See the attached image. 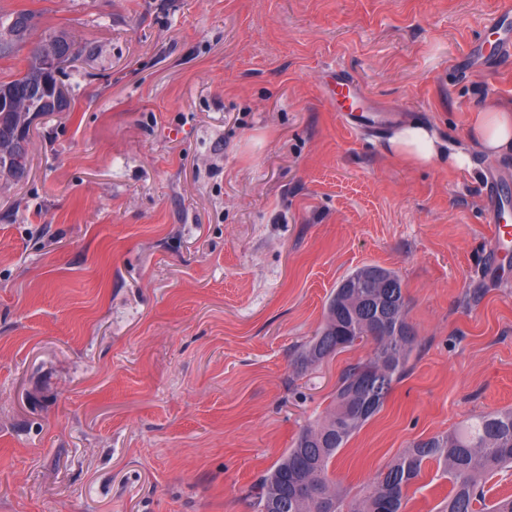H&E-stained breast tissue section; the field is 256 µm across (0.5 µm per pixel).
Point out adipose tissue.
I'll use <instances>...</instances> for the list:
<instances>
[{
  "label": "adipose tissue",
  "mask_w": 512,
  "mask_h": 512,
  "mask_svg": "<svg viewBox=\"0 0 512 512\" xmlns=\"http://www.w3.org/2000/svg\"><path fill=\"white\" fill-rule=\"evenodd\" d=\"M470 136L481 150L499 156L512 150V107L498 103L477 112ZM386 151L390 156L403 159L416 166L436 162L449 168L464 170L470 166L467 152L456 149L445 151L436 130L426 124L407 121L394 128L387 139Z\"/></svg>",
  "instance_id": "1"
}]
</instances>
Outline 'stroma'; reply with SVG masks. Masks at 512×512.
Returning a JSON list of instances; mask_svg holds the SVG:
<instances>
[{
	"mask_svg": "<svg viewBox=\"0 0 512 512\" xmlns=\"http://www.w3.org/2000/svg\"><path fill=\"white\" fill-rule=\"evenodd\" d=\"M498 0H0L79 54L65 111L0 177V512H256L246 492L357 345L302 366L339 282L395 271L415 332L405 377L333 459L347 501L415 442L512 408V253L486 222L469 140L512 104V59L464 61ZM380 124L351 131L329 71ZM436 128L471 171L387 156L399 123ZM451 484L427 464L405 512Z\"/></svg>",
	"mask_w": 512,
	"mask_h": 512,
	"instance_id": "35a3bbf8",
	"label": "stroma"
}]
</instances>
